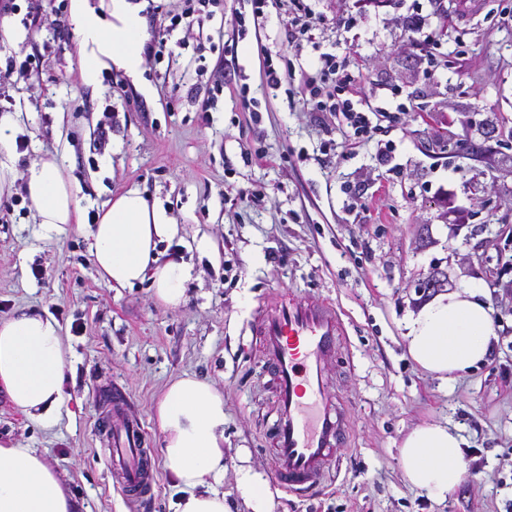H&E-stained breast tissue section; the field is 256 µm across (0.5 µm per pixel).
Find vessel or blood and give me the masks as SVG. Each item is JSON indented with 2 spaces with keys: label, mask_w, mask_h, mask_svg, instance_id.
Returning a JSON list of instances; mask_svg holds the SVG:
<instances>
[{
  "label": "vessel or blood",
  "mask_w": 512,
  "mask_h": 512,
  "mask_svg": "<svg viewBox=\"0 0 512 512\" xmlns=\"http://www.w3.org/2000/svg\"><path fill=\"white\" fill-rule=\"evenodd\" d=\"M258 330L279 399L273 478L287 492L307 493L330 479L351 444L327 392L326 363L344 334L342 319L329 300L274 295L260 315ZM109 413L114 487L136 502L152 497L157 470L150 450L142 446L141 419L117 393Z\"/></svg>",
  "instance_id": "1"
}]
</instances>
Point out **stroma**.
I'll return each mask as SVG.
<instances>
[{"label": "stroma", "instance_id": "1", "mask_svg": "<svg viewBox=\"0 0 512 512\" xmlns=\"http://www.w3.org/2000/svg\"><path fill=\"white\" fill-rule=\"evenodd\" d=\"M0 45V113L17 115V170L60 161L84 212L140 189L181 228L186 246L159 243L192 269L188 302L158 304L149 283L101 284L86 229L44 236L22 184L0 206V316L49 313L69 351L68 396L50 429L0 394V441L39 449L81 512H173L165 469L139 506L112 485L100 388H119L160 457L151 407L166 383L191 373L224 392V495L238 466L271 477L276 423L272 377L256 329L266 295L330 297L346 331L328 368L329 396L354 447L331 487L299 498L275 488V512H507L512 507V0H418L374 10L357 0H305L311 41L288 36L292 0H212L200 26L172 25L182 0H148L143 84L104 72L85 85L70 0H26ZM335 55L362 86L364 109L392 112L348 146L339 115L322 112L306 84L320 54ZM31 61L29 79L7 69ZM288 70L266 85L267 67ZM111 124L108 142L98 127ZM465 140L471 153L452 149ZM392 143L389 161L380 147ZM268 154L266 162L254 151ZM445 288L487 289L497 340L489 361L444 385L411 361L410 311ZM448 421L465 440L466 472L442 502L402 478L397 448L416 425Z\"/></svg>", "mask_w": 512, "mask_h": 512}]
</instances>
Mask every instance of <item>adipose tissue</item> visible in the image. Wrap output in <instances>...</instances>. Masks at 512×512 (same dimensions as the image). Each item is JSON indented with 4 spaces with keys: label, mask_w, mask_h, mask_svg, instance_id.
Returning a JSON list of instances; mask_svg holds the SVG:
<instances>
[{
    "label": "adipose tissue",
    "mask_w": 512,
    "mask_h": 512,
    "mask_svg": "<svg viewBox=\"0 0 512 512\" xmlns=\"http://www.w3.org/2000/svg\"><path fill=\"white\" fill-rule=\"evenodd\" d=\"M144 0H70L82 77L98 84L116 69L140 81L145 41ZM14 114L0 115V194L23 180L45 234H59L82 221L73 185L59 160L48 155L16 172L12 152ZM180 234L164 210L135 188L108 202L90 230L92 262L100 281L125 288L148 281L158 303L177 308L187 301L191 271L177 259L161 260L159 242ZM407 353L425 375L450 383L487 361L496 339L489 295L465 283L442 292L412 312L405 325ZM68 351L58 322L21 312L0 318V389L11 406L43 426H54L66 403ZM161 453L179 496L174 512H231L224 481V393L193 374L172 379L153 407ZM464 441L442 421L413 428L401 441L399 462L412 488L445 501L464 474ZM236 490L248 512H273L269 481L249 467L236 470ZM0 512H79L58 471L35 448L0 444Z\"/></svg>",
    "instance_id": "adipose-tissue-1"
}]
</instances>
